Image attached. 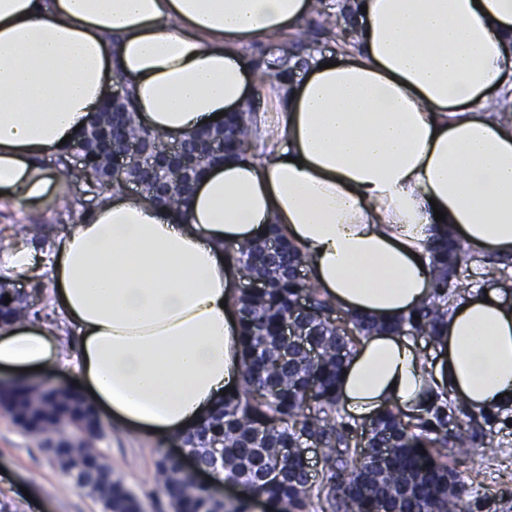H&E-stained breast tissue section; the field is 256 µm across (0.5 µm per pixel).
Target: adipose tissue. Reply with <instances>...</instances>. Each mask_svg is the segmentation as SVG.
<instances>
[{
  "label": "adipose tissue",
  "instance_id": "ef3b65f1",
  "mask_svg": "<svg viewBox=\"0 0 512 512\" xmlns=\"http://www.w3.org/2000/svg\"><path fill=\"white\" fill-rule=\"evenodd\" d=\"M356 50L316 56L269 111L263 159L211 166L186 217L107 196L51 255L0 252L8 278L46 273L74 331L75 381L146 437H180L242 375L238 269L228 244L277 228L336 308L388 323L430 298L429 249L450 235L512 258V123L476 105L512 88V0H357ZM314 0H0V204L55 205L42 165L89 122L121 72L139 121L184 137L240 111L260 78L240 50L293 31ZM446 213L436 220L435 210ZM437 371L404 336H369L338 386L353 418L424 413L447 387L474 413L512 405V305L467 293ZM60 332L0 327V373L55 369Z\"/></svg>",
  "mask_w": 512,
  "mask_h": 512
}]
</instances>
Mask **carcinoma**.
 Returning <instances> with one entry per match:
<instances>
[{
	"label": "carcinoma",
	"mask_w": 512,
	"mask_h": 512,
	"mask_svg": "<svg viewBox=\"0 0 512 512\" xmlns=\"http://www.w3.org/2000/svg\"><path fill=\"white\" fill-rule=\"evenodd\" d=\"M356 4L333 12L325 0H315V39L324 38L343 49L357 44L354 16ZM280 65L274 78L279 87L293 77L291 61L312 56L315 45L294 37H279ZM112 103L107 100L93 117L92 144L79 137L58 163L68 166L69 158L80 155L84 167L96 181L98 194L122 191L124 182L135 178L150 186L152 170L132 166L115 171L130 143L163 135L140 124L135 112L127 109L112 120ZM251 106L232 112L224 119V159H240L256 148L252 135ZM215 132L203 129L184 139L185 153L202 162L193 179H180L156 192V205L184 216L193 187L209 166L213 156L208 142ZM57 208L74 224L86 214L80 200L64 195ZM277 243L270 253L268 243ZM224 252L238 268L242 279H265L259 292L239 296L242 343V380L236 394L183 441L206 463V444L222 441L226 458V477L237 480L258 495L284 505V512H470L467 484L448 468V449L466 448L467 438L444 429L448 413L461 410L452 399L431 406L428 418L413 423L390 408L372 420L369 428L354 435L351 427L337 421L340 405L337 393L339 376L348 357L361 339L377 332L423 336L438 342L445 327L449 300L461 287V266L466 249L454 238L446 237L431 247L433 292L420 309L391 323H380L349 313L331 317L336 307L321 297L295 270L304 267L305 257L283 237L274 234L260 244L226 245ZM9 304H4L5 296ZM312 306L307 322L313 328L308 347L291 344L281 352V329L301 297ZM35 296L22 297L15 291L0 289V323L24 318L31 313ZM315 355H310V352ZM17 406L32 409L24 425L28 433L42 438L73 480L102 504L103 512H127L137 498L116 480L112 493L99 484V475L112 474L106 456L92 446L103 435L95 428L76 448H57L54 435L67 428L79 430L87 415L86 404L74 391H58L39 386L16 385L0 388V408L14 413ZM303 434L320 444L323 477L306 486L301 478L306 470L297 454L281 455V449ZM427 454H422V451ZM280 470L284 477L265 480L267 470ZM161 491L173 512H245L240 506H222L209 489L166 455L157 461Z\"/></svg>",
	"instance_id": "obj_1"
}]
</instances>
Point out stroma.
<instances>
[{"instance_id":"obj_1","label":"stroma","mask_w":512,"mask_h":512,"mask_svg":"<svg viewBox=\"0 0 512 512\" xmlns=\"http://www.w3.org/2000/svg\"><path fill=\"white\" fill-rule=\"evenodd\" d=\"M461 280L464 287L493 290L512 303V263L495 272L485 258L474 255L463 266ZM103 426L97 446L111 461L115 477L138 496L144 512H172L156 468L172 441L138 437L108 418ZM481 426L493 447L475 443L462 452L449 450L448 465L471 489L472 512H512V407L488 413ZM0 469L12 477L10 486L0 485L6 512H32V497L44 512H102L98 501L61 480L58 463L1 410Z\"/></svg>"}]
</instances>
